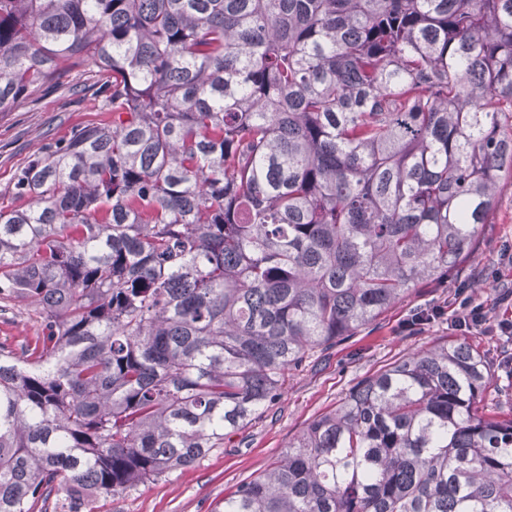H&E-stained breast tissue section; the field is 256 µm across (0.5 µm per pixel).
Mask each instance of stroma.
I'll return each mask as SVG.
<instances>
[{"label":"stroma","instance_id":"1","mask_svg":"<svg viewBox=\"0 0 512 512\" xmlns=\"http://www.w3.org/2000/svg\"><path fill=\"white\" fill-rule=\"evenodd\" d=\"M105 95L98 80L69 76L40 100L0 112V206L14 203L16 172L37 153L66 139L77 126L99 121ZM512 243V180H505L493 224L487 225L471 256L441 287L412 289L357 336L312 356L292 372L279 396L242 430L227 435L223 447L196 464L118 496L99 500L100 512H216L226 496L256 477L283 453L315 417L335 409L364 377L438 342L467 341L492 362L494 378L484 401L512 408V342L490 333H467L440 318L415 330L403 324L434 305L452 309L453 292L466 283L490 318L512 316V300H502L512 283V264L501 263L500 248ZM38 324L20 300L0 304V343L15 346L35 336Z\"/></svg>","mask_w":512,"mask_h":512}]
</instances>
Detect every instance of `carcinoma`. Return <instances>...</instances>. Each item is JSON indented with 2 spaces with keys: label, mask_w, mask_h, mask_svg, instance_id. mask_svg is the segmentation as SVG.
Segmentation results:
<instances>
[{
  "label": "carcinoma",
  "mask_w": 512,
  "mask_h": 512,
  "mask_svg": "<svg viewBox=\"0 0 512 512\" xmlns=\"http://www.w3.org/2000/svg\"><path fill=\"white\" fill-rule=\"evenodd\" d=\"M101 76L15 175L0 512L189 467L318 350L442 282L512 174V0H0V112ZM466 342L359 381L217 512H512ZM0 343L16 346L37 336L38 324L31 307L20 300L0 301Z\"/></svg>",
  "instance_id": "1"
}]
</instances>
